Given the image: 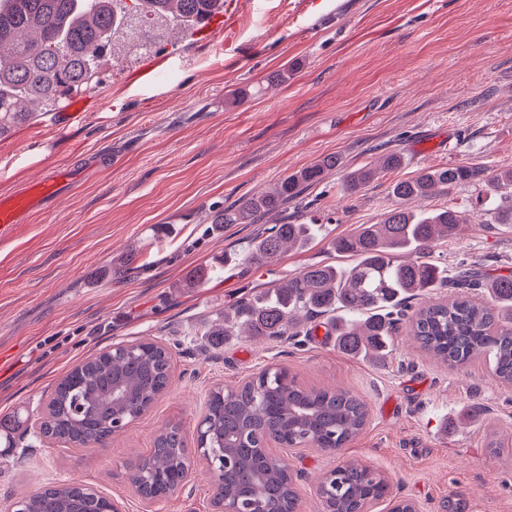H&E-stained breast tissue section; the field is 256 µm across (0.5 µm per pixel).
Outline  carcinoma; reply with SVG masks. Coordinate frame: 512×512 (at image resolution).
Returning a JSON list of instances; mask_svg holds the SVG:
<instances>
[{
    "label": "carcinoma",
    "instance_id": "obj_1",
    "mask_svg": "<svg viewBox=\"0 0 512 512\" xmlns=\"http://www.w3.org/2000/svg\"><path fill=\"white\" fill-rule=\"evenodd\" d=\"M224 0H0V139L29 122L31 106L62 107L69 92L92 88L103 52L117 29L133 19L193 31L220 10ZM392 153L376 166L349 172L343 190L357 193L385 170L400 166ZM340 166L329 155L213 212L214 224H252L277 211L324 173ZM484 170L469 165L423 170L390 186L397 204L378 224L336 240L339 253L356 261L348 267L309 265L281 284L224 312V324L210 336H230L240 326L252 336H310L303 321L321 317L325 335L347 352L378 354L394 343L398 324L409 319L421 349L434 359L465 367L475 355L492 359L494 375L512 384V276L491 281L468 269L448 282L444 269L429 261L437 241L455 236L463 215L453 207L418 215L406 207L415 199L448 194ZM317 232L315 222L277 224L243 250L241 261L260 268L287 249L302 248ZM406 252L414 258L403 261ZM461 289L448 301L413 307L411 299L430 288ZM483 290L486 303L470 292ZM171 355L151 340L118 346L74 366L56 385L39 435L74 448L104 445L112 434L140 417L168 388ZM368 409L342 390L305 389L282 367L272 366L235 390L214 387L203 432L207 447L224 461V497L247 512L269 505L296 512L299 495L284 460L265 448L268 435L286 446L315 444L339 449L365 427ZM190 448L181 428L171 425L137 460L129 482L145 497L177 492L187 478ZM389 483L368 466L349 460L332 469L318 487L324 512H358L385 498ZM29 512H100L103 496L78 483H62L26 497Z\"/></svg>",
    "mask_w": 512,
    "mask_h": 512
}]
</instances>
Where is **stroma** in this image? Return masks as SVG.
Here are the masks:
<instances>
[{
  "mask_svg": "<svg viewBox=\"0 0 512 512\" xmlns=\"http://www.w3.org/2000/svg\"><path fill=\"white\" fill-rule=\"evenodd\" d=\"M176 63L158 86L130 81L134 63L105 54L84 120L57 136L39 114L0 139V191L50 164L118 151L114 167L82 177L50 214L0 243V418L26 410V431L0 445V512L12 501L75 481L121 512H212L214 478L195 461L173 496L147 501L127 467L160 430L180 424L187 441L211 388H237L270 365L307 389L334 387L366 402L362 432L335 453L293 455L300 512H317L323 475L358 459L385 475L393 497L422 512H512V386L484 356L462 369L431 359L401 328L391 350L354 356L332 336H205L203 322L312 264L348 266L336 239L375 224L393 204L391 183L425 168H512V0H238L212 42L176 41ZM399 153L356 195L347 172ZM337 156L338 169L288 207L255 224L212 223L214 210ZM466 212L457 236L431 259L456 273L512 275V224L494 211L512 191L486 182L415 201ZM313 217L317 237L256 269L238 252L256 233ZM221 272L204 287L185 278ZM154 339L173 357L170 388L105 446L35 440V420L72 365L120 342Z\"/></svg>",
  "mask_w": 512,
  "mask_h": 512,
  "instance_id": "35a3bbf8",
  "label": "stroma"
}]
</instances>
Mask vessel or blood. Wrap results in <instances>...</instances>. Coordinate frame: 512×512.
<instances>
[{"label":"vessel or blood","mask_w":512,"mask_h":512,"mask_svg":"<svg viewBox=\"0 0 512 512\" xmlns=\"http://www.w3.org/2000/svg\"><path fill=\"white\" fill-rule=\"evenodd\" d=\"M86 110L85 98H71L64 112L56 116V131L65 132L72 124L81 122ZM76 185L75 169L51 167L44 169L39 179L0 194V241L11 237L17 225L29 223L35 215L53 210Z\"/></svg>","instance_id":"1"}]
</instances>
